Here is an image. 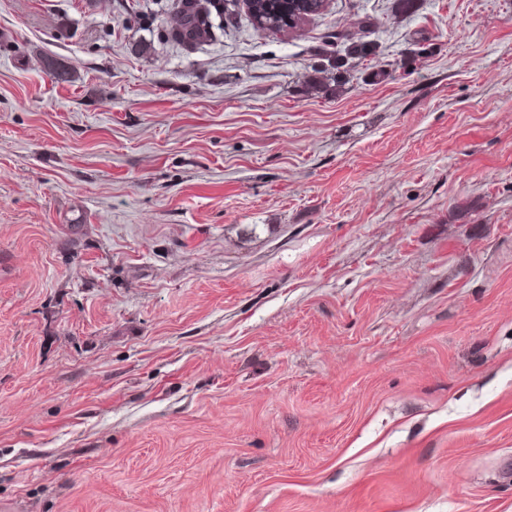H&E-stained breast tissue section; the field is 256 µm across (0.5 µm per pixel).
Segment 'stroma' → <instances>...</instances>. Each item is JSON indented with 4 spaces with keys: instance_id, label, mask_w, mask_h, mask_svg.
<instances>
[{
    "instance_id": "35a3bbf8",
    "label": "stroma",
    "mask_w": 512,
    "mask_h": 512,
    "mask_svg": "<svg viewBox=\"0 0 512 512\" xmlns=\"http://www.w3.org/2000/svg\"><path fill=\"white\" fill-rule=\"evenodd\" d=\"M174 2L0 0V512H512V0ZM225 0H178V11L172 27L174 38L187 47L205 42L212 34L213 18L225 16L231 21L232 13ZM310 1L314 0H252L249 13L253 24L258 28L295 30L324 11L325 4L315 5L309 3ZM288 21L293 24L290 25Z\"/></svg>"
}]
</instances>
